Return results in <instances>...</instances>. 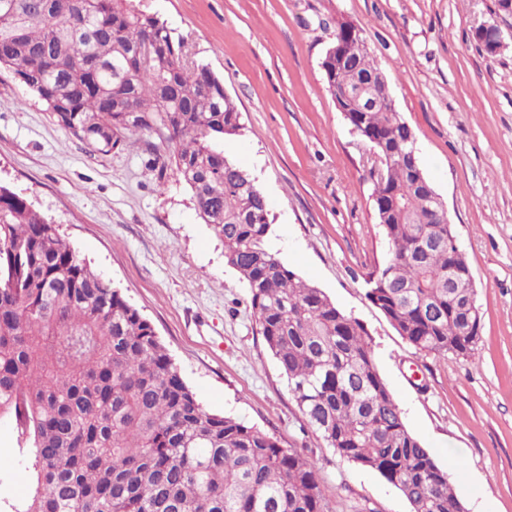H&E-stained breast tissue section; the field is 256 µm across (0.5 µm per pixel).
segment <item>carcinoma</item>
<instances>
[{
	"instance_id": "carcinoma-1",
	"label": "carcinoma",
	"mask_w": 512,
	"mask_h": 512,
	"mask_svg": "<svg viewBox=\"0 0 512 512\" xmlns=\"http://www.w3.org/2000/svg\"><path fill=\"white\" fill-rule=\"evenodd\" d=\"M327 53L328 91L380 157L370 175L389 261L368 299L420 353L471 354L479 336L470 264L395 111L363 30L342 23ZM59 126L108 154L160 136L159 171L175 170L196 211L246 282L259 332L307 425L340 457L381 475L412 512H460L448 473L405 425L371 339L267 246L266 197L224 157L240 113L224 82L132 0H0V67ZM376 85L364 110L339 94ZM459 287H448L450 272ZM17 433L32 490L8 512H324L316 461L275 433L204 408L153 325L95 272L23 196L0 184V419Z\"/></svg>"
}]
</instances>
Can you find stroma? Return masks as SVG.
I'll return each instance as SVG.
<instances>
[{"mask_svg": "<svg viewBox=\"0 0 512 512\" xmlns=\"http://www.w3.org/2000/svg\"><path fill=\"white\" fill-rule=\"evenodd\" d=\"M190 59L224 82L240 113L225 156L264 192L267 246L361 322L409 431L448 473L465 512H512V15L496 0H135ZM362 27L421 167L443 199L474 277L470 356L417 352L366 297L390 249L373 210V162L321 68L336 28ZM497 24L488 55L474 38ZM151 136L103 155L54 121L0 69V184L28 197L92 269L154 326L210 412L311 451L326 512H411L375 472L306 424L224 262L174 173L159 177Z\"/></svg>", "mask_w": 512, "mask_h": 512, "instance_id": "stroma-1", "label": "stroma"}]
</instances>
